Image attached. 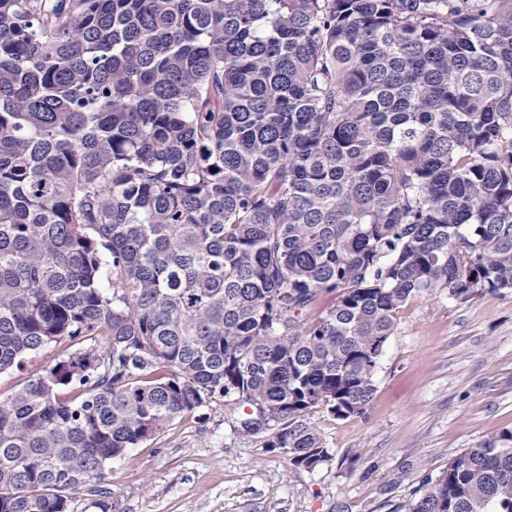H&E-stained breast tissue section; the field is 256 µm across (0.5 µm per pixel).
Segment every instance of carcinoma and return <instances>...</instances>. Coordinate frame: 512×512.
I'll list each match as a JSON object with an SVG mask.
<instances>
[{
	"label": "carcinoma",
	"mask_w": 512,
	"mask_h": 512,
	"mask_svg": "<svg viewBox=\"0 0 512 512\" xmlns=\"http://www.w3.org/2000/svg\"><path fill=\"white\" fill-rule=\"evenodd\" d=\"M512 293V0H0V512L224 398L292 465L408 301ZM68 386L72 397L59 389ZM403 512H512V430ZM74 351L75 348L68 349L66 344L53 343L26 356L18 367L0 374V397L16 392L22 388L29 377L66 360Z\"/></svg>",
	"instance_id": "1"
}]
</instances>
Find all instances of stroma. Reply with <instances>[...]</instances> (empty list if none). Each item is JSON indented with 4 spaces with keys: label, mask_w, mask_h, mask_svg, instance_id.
<instances>
[{
    "label": "stroma",
    "mask_w": 512,
    "mask_h": 512,
    "mask_svg": "<svg viewBox=\"0 0 512 512\" xmlns=\"http://www.w3.org/2000/svg\"><path fill=\"white\" fill-rule=\"evenodd\" d=\"M396 323L366 416L310 417L326 464L294 467L217 398L113 460L103 487L120 512H395L452 458L512 429V294L418 297ZM69 354L53 343L26 356L0 374V397Z\"/></svg>",
    "instance_id": "obj_1"
}]
</instances>
